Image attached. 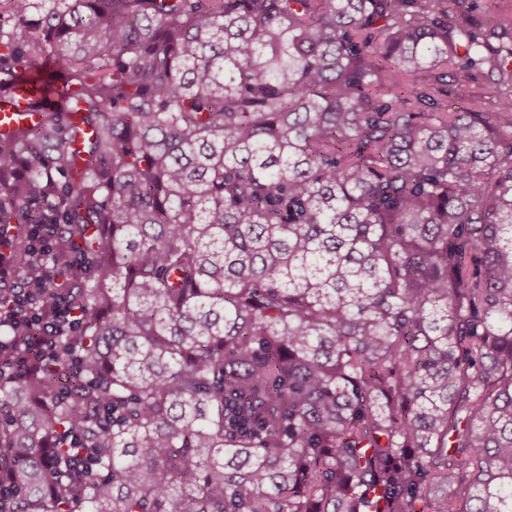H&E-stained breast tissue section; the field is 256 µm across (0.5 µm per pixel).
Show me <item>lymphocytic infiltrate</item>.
Wrapping results in <instances>:
<instances>
[{"instance_id":"obj_1","label":"lymphocytic infiltrate","mask_w":512,"mask_h":512,"mask_svg":"<svg viewBox=\"0 0 512 512\" xmlns=\"http://www.w3.org/2000/svg\"><path fill=\"white\" fill-rule=\"evenodd\" d=\"M43 284L17 278L11 240L0 232V290L10 295L8 307H0V331L14 332L13 337L0 339V379L53 366L60 341L80 330L82 317L76 307L61 296L46 297Z\"/></svg>"}]
</instances>
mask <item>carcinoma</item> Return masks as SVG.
Instances as JSON below:
<instances>
[{
  "mask_svg": "<svg viewBox=\"0 0 512 512\" xmlns=\"http://www.w3.org/2000/svg\"><path fill=\"white\" fill-rule=\"evenodd\" d=\"M4 2L0 229L85 258L16 512H512V0ZM18 86L19 85L16 83L0 88V131L17 125H28L31 123L32 119L35 120L34 116L30 118L28 114L23 111L24 107L22 101L19 102V106L11 104L14 100V95L18 94ZM5 119H8L9 122H5ZM96 462L92 455L80 448L75 452L67 453L57 460V476L59 479H69L70 476L90 472Z\"/></svg>",
  "mask_w": 512,
  "mask_h": 512,
  "instance_id": "obj_1",
  "label": "carcinoma"
}]
</instances>
